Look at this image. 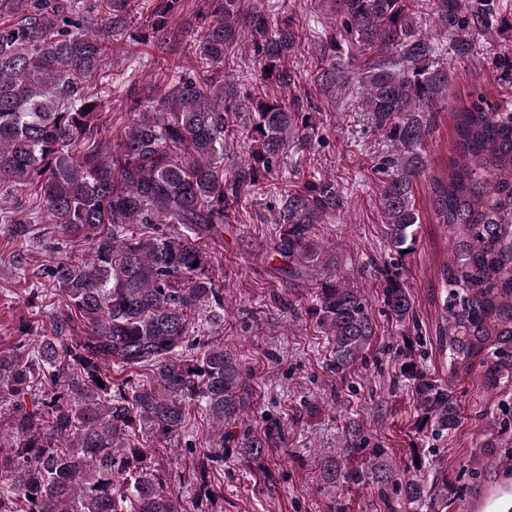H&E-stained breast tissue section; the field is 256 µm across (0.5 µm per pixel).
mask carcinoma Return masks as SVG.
<instances>
[{"instance_id": "1", "label": "carcinoma", "mask_w": 512, "mask_h": 512, "mask_svg": "<svg viewBox=\"0 0 512 512\" xmlns=\"http://www.w3.org/2000/svg\"><path fill=\"white\" fill-rule=\"evenodd\" d=\"M421 0H330L331 34L315 50L314 82L339 87L354 75L362 106L393 145L381 170V204L394 261L384 268L388 316L419 327L403 279L402 259L421 223L416 179L427 171L425 145L434 113L449 111L455 158L430 177L433 219L448 231L452 255L440 274L437 338L451 377L481 368L494 396L512 394V110L485 95L448 107L451 68L416 29ZM449 37L453 57L470 58L475 41L509 28L499 0H427ZM212 20L192 49L210 64L196 76L175 66L154 103L129 96L133 121L120 139L102 134L99 76L112 52L110 32L142 14L145 0H95L98 31L78 0H0V185H36L40 214L57 225L68 251L44 267L61 301L39 340L0 346V512H188L150 448L178 440L187 406L200 407L214 428L212 446L194 472L205 481L233 448L268 481L265 448L245 428L252 393L243 362L224 341H191L195 328L218 327L224 295L205 241L236 219L241 198L276 169L288 138L314 130L308 95L288 60L299 45L291 20L268 24L244 0H209ZM180 0H156L155 29L166 40L188 34L168 27ZM248 26L265 88L240 98L226 75L242 26ZM355 71H345L343 58ZM253 111L247 158L224 171L226 138L237 116ZM330 182L310 181L281 195L274 251L298 280L322 254L316 224L341 210ZM0 222L26 241L31 225L0 208ZM332 347L326 371L340 378L365 359L376 335L360 289L341 280L319 283L312 310ZM151 372L149 383H118L105 368ZM401 377L411 385L420 424L438 438L456 430L460 406L451 388L427 377L409 353ZM103 385H98L97 380ZM478 443L482 453L512 462V409ZM339 452L381 456L355 436ZM403 481L383 462L372 480L393 488L412 512L448 508V475L434 470ZM324 483L365 481L357 467L332 457Z\"/></svg>"}]
</instances>
